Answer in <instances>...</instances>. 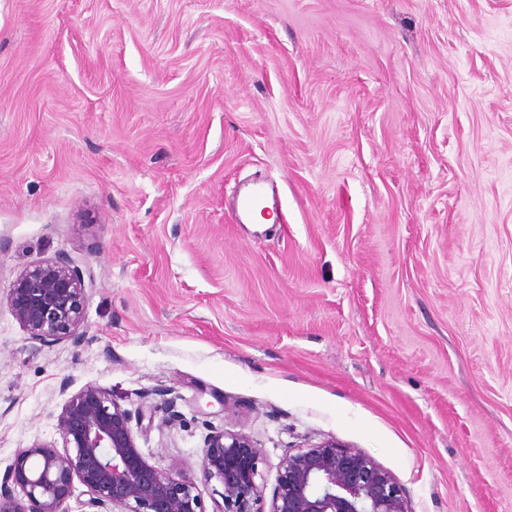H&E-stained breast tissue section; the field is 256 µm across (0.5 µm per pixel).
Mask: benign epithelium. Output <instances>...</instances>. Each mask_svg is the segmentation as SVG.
I'll return each instance as SVG.
<instances>
[{
    "instance_id": "benign-epithelium-1",
    "label": "benign epithelium",
    "mask_w": 512,
    "mask_h": 512,
    "mask_svg": "<svg viewBox=\"0 0 512 512\" xmlns=\"http://www.w3.org/2000/svg\"><path fill=\"white\" fill-rule=\"evenodd\" d=\"M84 272L67 255L21 270L7 304L31 339L45 345L78 342L86 306ZM144 414L87 384L58 418L63 449L35 443L0 474V512H71L74 481L87 488L92 512H203L196 483L148 463L132 420ZM260 449L245 433L215 431L202 449L204 480L223 486L224 512H258ZM21 489L26 502L16 500ZM271 512H409L394 477L355 448L323 441L283 460Z\"/></svg>"
}]
</instances>
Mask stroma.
Wrapping results in <instances>:
<instances>
[{
  "label": "stroma",
  "instance_id": "35a3bbf8",
  "mask_svg": "<svg viewBox=\"0 0 512 512\" xmlns=\"http://www.w3.org/2000/svg\"><path fill=\"white\" fill-rule=\"evenodd\" d=\"M61 254L84 334L43 346L6 296ZM89 383L204 512L214 430L260 512L325 440L409 512H512V0H0V472ZM270 194L275 200V193L263 183H255L247 190L239 193L234 211V223L243 224L258 200ZM260 461V449L245 433L223 430L205 438L201 473L205 481L215 479L222 484L224 512H260Z\"/></svg>",
  "mask_w": 512,
  "mask_h": 512
}]
</instances>
